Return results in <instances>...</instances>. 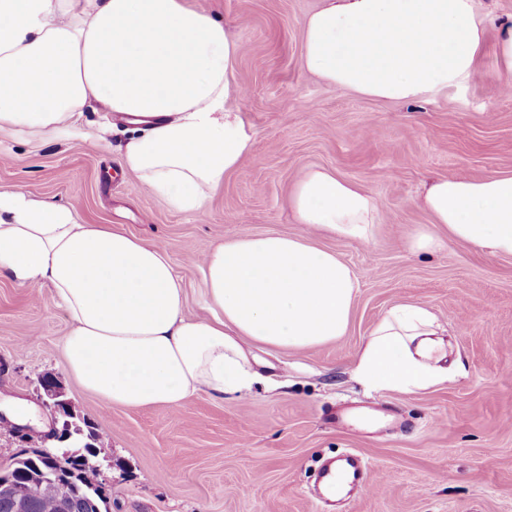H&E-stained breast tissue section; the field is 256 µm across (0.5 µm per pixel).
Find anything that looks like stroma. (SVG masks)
<instances>
[{
	"label": "stroma",
	"instance_id": "obj_1",
	"mask_svg": "<svg viewBox=\"0 0 512 512\" xmlns=\"http://www.w3.org/2000/svg\"><path fill=\"white\" fill-rule=\"evenodd\" d=\"M222 20L242 51L241 109L253 147L200 213L171 210L121 172L126 126L111 113L110 146L75 138L0 136V187L73 207L162 247L184 280L186 312L209 313L197 263L218 241L303 233L288 199L313 167L334 171L380 202L374 240L320 239L356 273L350 325L297 354L260 346L262 379L222 399L202 391L181 406L117 408L86 392L64 366L70 321L51 287L0 276V469L26 451L16 426L44 434L52 412L40 381L55 375L73 411L105 439L95 463L111 512H323L312 491L320 464L360 454L371 474L343 512H512V256L452 243L432 254L406 242L431 218L419 204L433 178L512 173V74L496 54L512 0H475L491 18L478 78L409 104L360 96L302 67L301 20L321 0H192ZM401 300L447 324L448 381L417 392L374 391L352 376L380 316ZM369 423L339 425V405Z\"/></svg>",
	"mask_w": 512,
	"mask_h": 512
}]
</instances>
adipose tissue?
<instances>
[{"label": "adipose tissue", "instance_id": "ef3b65f1", "mask_svg": "<svg viewBox=\"0 0 512 512\" xmlns=\"http://www.w3.org/2000/svg\"><path fill=\"white\" fill-rule=\"evenodd\" d=\"M485 23L474 0H323L302 22V65L327 84L412 103L478 74ZM238 43L188 0H0V133L73 135L108 147L84 123L93 104L126 115L122 170L180 211H200L252 149L236 92ZM422 207L448 240L512 256V173L435 178ZM307 234H258L216 245L198 267L210 314L185 313V288L159 246L68 207L0 187V275L50 286L72 326L66 371L107 404L178 407L256 381L243 344L305 352L347 332L353 269L320 248L330 235L366 244L379 200L326 169L293 187ZM444 239V240H447ZM443 239L419 230V252ZM439 317L401 301L378 320L354 367L367 388L414 392L446 382Z\"/></svg>", "mask_w": 512, "mask_h": 512}]
</instances>
